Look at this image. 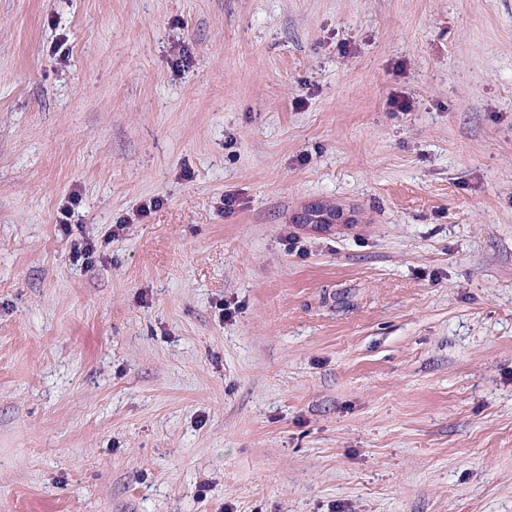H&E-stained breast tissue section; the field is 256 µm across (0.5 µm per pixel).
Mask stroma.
<instances>
[{
    "mask_svg": "<svg viewBox=\"0 0 512 512\" xmlns=\"http://www.w3.org/2000/svg\"><path fill=\"white\" fill-rule=\"evenodd\" d=\"M228 505L512 512V0H0V512Z\"/></svg>",
    "mask_w": 512,
    "mask_h": 512,
    "instance_id": "stroma-1",
    "label": "stroma"
}]
</instances>
